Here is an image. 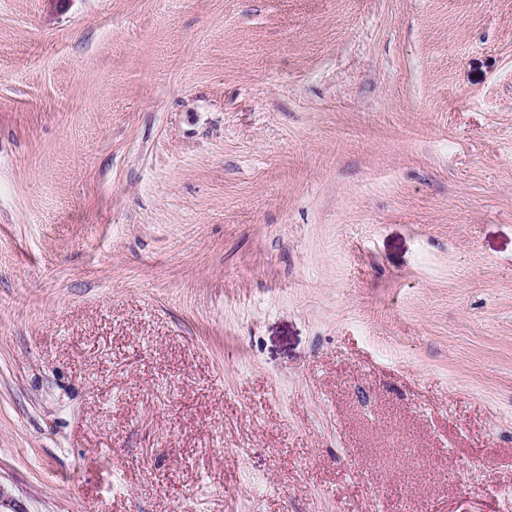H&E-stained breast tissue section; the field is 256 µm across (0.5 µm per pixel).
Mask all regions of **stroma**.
Here are the masks:
<instances>
[{
  "label": "stroma",
  "instance_id": "35a3bbf8",
  "mask_svg": "<svg viewBox=\"0 0 512 512\" xmlns=\"http://www.w3.org/2000/svg\"><path fill=\"white\" fill-rule=\"evenodd\" d=\"M0 486L512 512V0H0Z\"/></svg>",
  "mask_w": 512,
  "mask_h": 512
}]
</instances>
